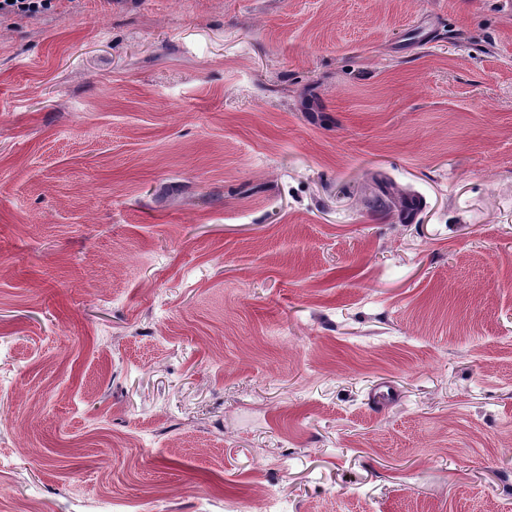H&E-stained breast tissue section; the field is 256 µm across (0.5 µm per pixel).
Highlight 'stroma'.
Listing matches in <instances>:
<instances>
[{
    "mask_svg": "<svg viewBox=\"0 0 512 512\" xmlns=\"http://www.w3.org/2000/svg\"><path fill=\"white\" fill-rule=\"evenodd\" d=\"M25 504L512 512V0L0 19Z\"/></svg>",
    "mask_w": 512,
    "mask_h": 512,
    "instance_id": "stroma-1",
    "label": "stroma"
}]
</instances>
